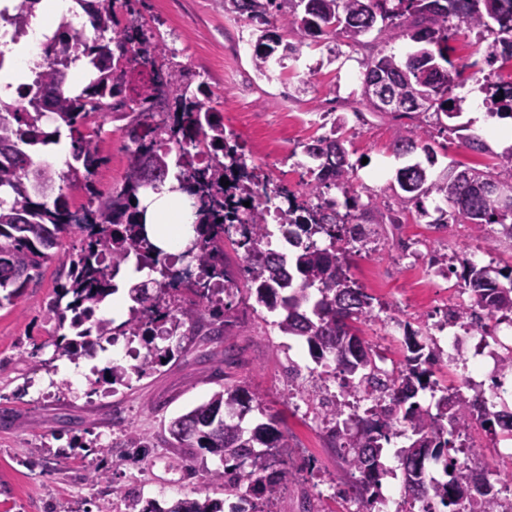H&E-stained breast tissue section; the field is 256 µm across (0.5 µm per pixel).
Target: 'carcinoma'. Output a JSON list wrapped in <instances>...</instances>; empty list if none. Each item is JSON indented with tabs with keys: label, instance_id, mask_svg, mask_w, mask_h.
Segmentation results:
<instances>
[{
	"label": "carcinoma",
	"instance_id": "carcinoma-1",
	"mask_svg": "<svg viewBox=\"0 0 512 512\" xmlns=\"http://www.w3.org/2000/svg\"><path fill=\"white\" fill-rule=\"evenodd\" d=\"M14 23L22 31L29 25L41 0H17ZM93 28L94 37L74 30L63 19L48 47L32 87L13 102L0 100V306L19 299L44 264L54 257L60 234L78 233V252L62 260L65 282L48 302L46 314L63 334L55 342L58 357L76 363L94 348L90 339L135 336L146 353L133 368L146 374L187 336H222L231 303L224 301L242 291L255 294L257 303L280 312L275 326L284 336L302 338L317 363L330 357L341 375L342 392L368 401L366 416L344 415L347 403L329 395L323 384L298 383L299 370L288 368L295 391L316 411L341 458L354 498L373 504L376 489L386 476L382 461L383 442L410 432V444L399 449L405 491L426 502L421 512H436L439 502L449 512H498L501 490L491 482V473L470 464L457 454L465 447L463 436L473 423L512 437V411H494L485 397L470 398L460 390L436 402V410L414 401L418 392L434 389L432 366L443 358L437 347H426L418 332L404 327V364L383 369L377 354L359 335L357 323L373 318V298L349 275L352 253L372 243L373 225L399 227L408 206H419L423 197L436 195L448 202L441 226L467 224L476 233L494 224L496 249L512 254V209L497 192L512 187V148L506 161L491 171L448 166V173L431 179L416 162L400 168L397 182L404 196L399 209L373 205L360 207L350 192L353 165L345 140L336 133L320 136L302 145V152L318 161L309 169L305 191L295 194L273 183L245 153L236 136L225 130L224 119L206 106V84H193L188 73L169 58L164 38L149 35L139 20L133 0H75ZM224 9L268 26L257 39L255 67L264 74L266 62L282 50L281 57L295 60L300 46L281 44L269 32L278 23L310 36L339 34L356 44L381 22L378 34L389 39L408 38L425 47L398 62L392 55H377L365 67L360 108L382 112L371 90L388 86L391 96L409 102L396 111L424 119L448 117L460 109L452 96L454 77L475 68L478 62L454 64L448 59L452 20L470 30L494 35L486 62L512 63V0H224ZM80 60L91 68L88 83L73 93L57 69L60 59ZM494 116L512 117V104L496 99L501 83L493 74L484 77ZM138 104L135 123L125 134L135 145L123 182L108 192L100 191L93 175L104 157L99 130L91 117L102 112H120ZM71 140L72 161L63 169L49 162H34L30 150L57 141L61 127ZM210 150L207 164L200 162L202 148ZM398 154L421 150L427 160L433 152L416 130L405 128L394 141ZM178 169V189L194 200L196 237L180 259L198 262L201 273L185 288L188 300L172 293L170 254L151 241L138 205L144 187L157 190L165 184L171 168ZM230 179L225 187L221 179ZM58 189L52 202L40 187ZM337 188L345 197V211L336 200L323 198L321 188ZM80 190L87 203L82 216L71 212L69 191ZM288 224L287 243L292 254L263 246L270 236L265 224L273 200ZM250 206H244V203ZM243 253L247 278L239 283L229 278L224 242ZM135 261L149 268L154 277L127 288L135 305L131 316L115 326L113 320L96 316V310L117 291L115 278L123 265ZM504 285L491 277L487 266L469 262L461 275V289L468 300L449 317L512 323V271ZM228 286L212 287L215 280ZM261 409V399L239 385H226L211 397L177 417L169 427L175 448H191L224 456V471L211 474L224 480V493L237 498L230 512H265L291 475L282 449L289 447L288 433L273 419L247 432L241 420ZM428 460L444 461L449 479H429ZM126 512H222L221 504L196 491L163 511L154 503L130 496Z\"/></svg>",
	"mask_w": 512,
	"mask_h": 512
}]
</instances>
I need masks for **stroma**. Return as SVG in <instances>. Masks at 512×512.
I'll use <instances>...</instances> for the list:
<instances>
[{
	"mask_svg": "<svg viewBox=\"0 0 512 512\" xmlns=\"http://www.w3.org/2000/svg\"><path fill=\"white\" fill-rule=\"evenodd\" d=\"M136 9L146 29L164 36L175 60L208 83V106L220 112L226 128L244 144L255 165L274 183L300 192L313 161L300 153L302 143L320 136L322 113L342 119L340 133L347 142L355 175L352 189L360 203L369 199L396 203V175L406 162H425L423 153L409 159L392 149L399 129L417 127L418 134L434 151L431 177L442 176L449 164L485 168L500 162L506 142L478 130L470 117L473 100L469 88L476 79L470 73L456 79L454 96L462 111L454 118L415 124L396 113H353L360 92L359 78L369 51L406 60L417 51L407 39L373 42L371 47L348 45L334 35L302 37L291 31L286 39L302 43L298 62H287L277 77L259 76L252 52H240L242 44L255 43L258 22L225 11L224 0H138ZM102 153L107 161L94 175L101 190L119 185L128 166L124 121L99 114ZM479 135L488 150L478 153L462 145L450 126ZM424 214H404L399 232L390 226L378 229L369 250L354 256L350 274L372 296L377 317L361 324V335L380 354L384 368L404 360L405 327L436 334V322L447 307L462 303L457 272L473 252H481V264L512 266V254L495 250L489 236H477L463 224L435 229L433 222L446 209L437 196L424 198ZM80 237L62 236L57 260L49 262L39 279L11 305L0 306V512H125L124 496L137 489L144 498L168 503L202 489L215 500H224L222 481H201L196 470L216 469L220 460L212 454L192 457L186 449L167 443L168 424L224 385L248 386L262 399L261 411L247 415L246 426L274 417L287 431L293 477L269 505L270 512H357L358 505L340 493L343 464L331 448L320 419L296 396L288 379L289 366H297L301 379L312 383L322 368L297 337L281 335L276 314L252 299H240L223 339L196 340L186 353L156 366L129 387L109 391L107 384L89 380L73 388L61 384L73 367L57 358L51 339L55 326L45 306L59 283V259L77 252ZM451 258L455 274L441 277L430 268L431 256ZM134 430L148 436L152 447L138 460L124 457V435ZM76 441L75 456L49 458L48 447L64 448ZM403 435L392 436L383 461L388 470L377 496L390 499L396 512H420L421 501L404 491L403 474L396 451L407 445ZM473 461L506 472L512 459L496 452L498 439L480 424L468 432ZM110 454H101V447ZM104 479L89 484L91 469Z\"/></svg>",
	"mask_w": 512,
	"mask_h": 512,
	"instance_id": "35a3bbf8",
	"label": "stroma"
}]
</instances>
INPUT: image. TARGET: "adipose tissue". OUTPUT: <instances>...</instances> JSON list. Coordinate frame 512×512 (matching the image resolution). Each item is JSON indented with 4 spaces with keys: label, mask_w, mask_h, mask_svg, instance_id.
I'll return each instance as SVG.
<instances>
[{
    "label": "adipose tissue",
    "mask_w": 512,
    "mask_h": 512,
    "mask_svg": "<svg viewBox=\"0 0 512 512\" xmlns=\"http://www.w3.org/2000/svg\"><path fill=\"white\" fill-rule=\"evenodd\" d=\"M70 7V0H41L27 39L18 43L0 42V98L15 94L24 73L37 58L36 46L46 28L66 14ZM183 199V192L164 188L147 201L146 222L151 229V240L171 253L178 252L193 236V219L186 212Z\"/></svg>",
    "instance_id": "adipose-tissue-1"
}]
</instances>
